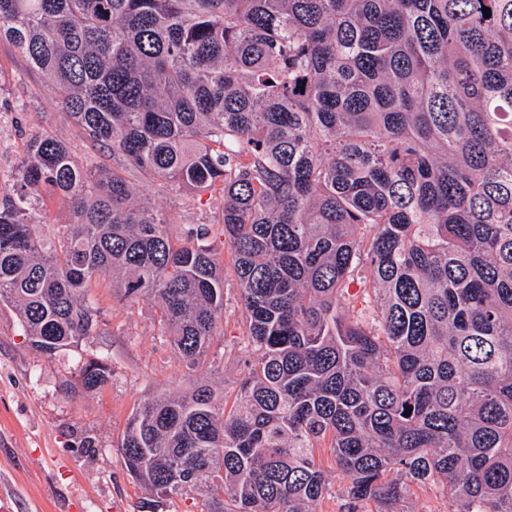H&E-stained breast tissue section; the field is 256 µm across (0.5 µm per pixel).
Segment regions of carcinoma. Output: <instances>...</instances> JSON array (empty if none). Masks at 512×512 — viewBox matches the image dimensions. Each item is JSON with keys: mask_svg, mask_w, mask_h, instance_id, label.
<instances>
[{"mask_svg": "<svg viewBox=\"0 0 512 512\" xmlns=\"http://www.w3.org/2000/svg\"><path fill=\"white\" fill-rule=\"evenodd\" d=\"M4 40L122 168L30 140L0 302L52 358L96 334L106 280L154 302L192 381L130 418L135 481L316 512L328 448L347 512L435 481L456 512H512V0H0ZM139 180L224 195L249 339L229 412L198 378L224 316L211 228L173 241ZM43 196L70 223H29ZM111 375L92 351L65 387Z\"/></svg>", "mask_w": 512, "mask_h": 512, "instance_id": "obj_1", "label": "carcinoma"}]
</instances>
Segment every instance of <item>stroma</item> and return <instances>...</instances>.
I'll return each mask as SVG.
<instances>
[{"label":"stroma","instance_id":"stroma-1","mask_svg":"<svg viewBox=\"0 0 512 512\" xmlns=\"http://www.w3.org/2000/svg\"><path fill=\"white\" fill-rule=\"evenodd\" d=\"M49 132L82 160L98 155L66 117L50 81L11 44L0 42V200L13 194L15 173L29 141ZM145 204L166 212L176 240L187 227L210 225V244L224 270V318L213 339L207 379L234 403L242 369L235 360L246 340L233 255L215 219L219 191L176 195L143 187ZM88 296L103 312L85 349L46 359L23 333L15 309L0 304V512H201V499L185 495L153 504L126 471L116 448L131 414L148 398L183 393L189 384L175 354L154 336L158 311L143 298L113 300L106 284ZM107 357L112 378L101 390L74 395L83 350Z\"/></svg>","mask_w":512,"mask_h":512}]
</instances>
